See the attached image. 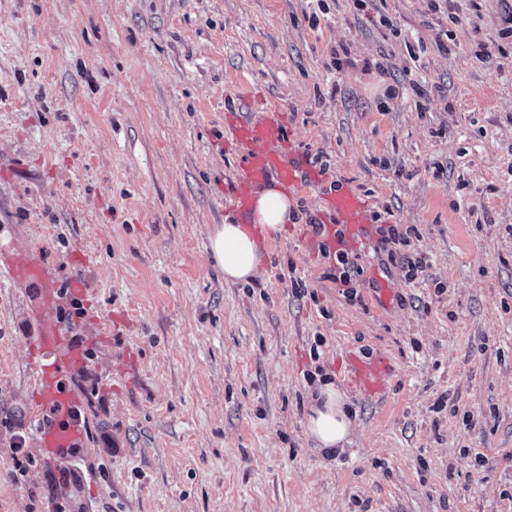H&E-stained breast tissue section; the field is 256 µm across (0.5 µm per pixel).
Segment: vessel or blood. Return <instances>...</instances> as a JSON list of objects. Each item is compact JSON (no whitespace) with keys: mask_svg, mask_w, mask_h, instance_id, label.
<instances>
[{"mask_svg":"<svg viewBox=\"0 0 512 512\" xmlns=\"http://www.w3.org/2000/svg\"><path fill=\"white\" fill-rule=\"evenodd\" d=\"M237 116L227 130L239 162L228 189L232 204L247 209L252 188L269 179H276L289 193H300L314 187L313 167L294 148L279 107L261 111L251 105L250 93L239 97ZM325 223L344 225L349 234H357L369 222V201L361 193L343 189L323 196ZM8 266L18 280L29 281L42 290L43 306H50L60 285L51 278L45 266L30 259H14ZM74 323L56 321L39 327L33 338L40 353L51 361L38 373L39 400L34 410L37 441L55 456L77 446L83 430L74 417L78 398L69 385L71 375L84 359L83 346L74 344ZM392 376V366L384 353L350 357L347 378L359 393L381 399Z\"/></svg>","mask_w":512,"mask_h":512,"instance_id":"1","label":"vessel or blood"}]
</instances>
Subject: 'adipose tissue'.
<instances>
[{
	"label": "adipose tissue",
	"instance_id": "adipose-tissue-1",
	"mask_svg": "<svg viewBox=\"0 0 512 512\" xmlns=\"http://www.w3.org/2000/svg\"><path fill=\"white\" fill-rule=\"evenodd\" d=\"M295 218L291 199L276 184L255 189L245 223L232 220L216 225L209 238L210 251L223 270L225 281L250 283L262 265L258 237L276 238ZM354 426L344 393L333 384H323L307 420L315 450L328 457L343 452Z\"/></svg>",
	"mask_w": 512,
	"mask_h": 512
}]
</instances>
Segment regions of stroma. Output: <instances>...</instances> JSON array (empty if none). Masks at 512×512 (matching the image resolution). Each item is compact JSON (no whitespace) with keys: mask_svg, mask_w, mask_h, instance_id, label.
<instances>
[{"mask_svg":"<svg viewBox=\"0 0 512 512\" xmlns=\"http://www.w3.org/2000/svg\"><path fill=\"white\" fill-rule=\"evenodd\" d=\"M242 85L407 230L416 281L374 234L344 297L310 190L225 282ZM27 257L64 284L38 320L4 265ZM59 318L88 347L65 460L32 416ZM379 351L375 401L345 367ZM326 375L356 415L333 458ZM0 512H512V0H0ZM247 225L224 219L210 234V251L228 283H250L262 265L263 252ZM308 416V434L322 456L336 457L350 444L355 421L347 408V398L333 383H324Z\"/></svg>","mask_w":512,"mask_h":512,"instance_id":"obj_1","label":"stroma"}]
</instances>
